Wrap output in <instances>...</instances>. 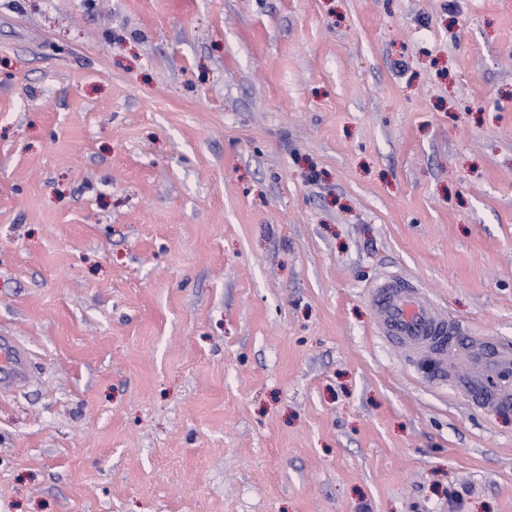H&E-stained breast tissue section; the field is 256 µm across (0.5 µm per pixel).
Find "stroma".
Wrapping results in <instances>:
<instances>
[{
    "mask_svg": "<svg viewBox=\"0 0 512 512\" xmlns=\"http://www.w3.org/2000/svg\"><path fill=\"white\" fill-rule=\"evenodd\" d=\"M512 0H0V512H512ZM376 331L411 359L432 356L441 366L463 341L458 322L439 312L429 293L406 279L388 277L371 291ZM29 350L14 336H0V389L9 392L30 378ZM465 352L480 358L487 374L472 376L465 380L448 379L458 391L471 398L472 405L480 409H488L503 404H510L512 394L507 388L493 383L494 375H499L510 367L511 355L499 349L493 338H485L483 342L473 341L466 346Z\"/></svg>",
    "mask_w": 512,
    "mask_h": 512,
    "instance_id": "1",
    "label": "stroma"
}]
</instances>
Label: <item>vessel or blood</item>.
I'll return each mask as SVG.
<instances>
[{
	"label": "vessel or blood",
	"mask_w": 512,
	"mask_h": 512,
	"mask_svg": "<svg viewBox=\"0 0 512 512\" xmlns=\"http://www.w3.org/2000/svg\"><path fill=\"white\" fill-rule=\"evenodd\" d=\"M376 331L408 357L442 360L448 352L464 348L480 358L486 372L454 381L456 390L470 397L473 406L488 409L512 402V391L493 382L495 375L512 367V354L499 349L491 338L464 343L455 320L439 312L429 293L404 278L388 277L371 291ZM30 353L13 336H0V390L9 392L27 384Z\"/></svg>",
	"instance_id": "1"
}]
</instances>
